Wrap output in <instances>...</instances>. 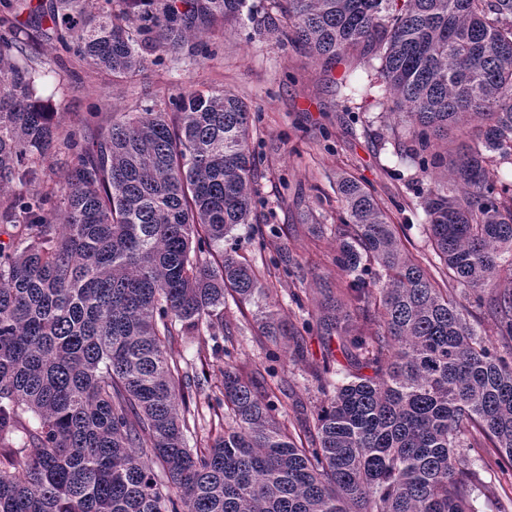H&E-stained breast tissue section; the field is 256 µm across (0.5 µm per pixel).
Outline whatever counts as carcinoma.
I'll return each mask as SVG.
<instances>
[{"label": "carcinoma", "mask_w": 512, "mask_h": 512, "mask_svg": "<svg viewBox=\"0 0 512 512\" xmlns=\"http://www.w3.org/2000/svg\"><path fill=\"white\" fill-rule=\"evenodd\" d=\"M0 0V512H478L460 453L512 463V0H273L267 25L327 66L377 58L382 118L439 263L409 258L352 176L336 191V265L352 311L320 317L358 369L317 413L314 446L279 419L259 370L228 360L208 447L187 434L206 369L168 343L224 326L225 295L263 291L221 250L253 223L250 109L226 90L66 122L41 91L47 41L125 82L242 19L246 0ZM27 19H22V16ZM471 144L448 158V131ZM447 284L475 297L477 333ZM262 334L290 335L269 315ZM369 369L366 375L361 370ZM162 466L156 473L154 464Z\"/></svg>", "instance_id": "1"}]
</instances>
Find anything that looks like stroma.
Segmentation results:
<instances>
[{"instance_id":"1","label":"stroma","mask_w":512,"mask_h":512,"mask_svg":"<svg viewBox=\"0 0 512 512\" xmlns=\"http://www.w3.org/2000/svg\"><path fill=\"white\" fill-rule=\"evenodd\" d=\"M247 5L252 18L214 37L206 54L148 63L134 80L120 85L80 61L57 64L54 46L41 44L47 69L44 94L68 117L99 101L112 111L131 112L143 94L161 100L178 85L227 89L248 103L254 116L250 147L260 172L257 221L232 230L224 248L253 264L264 294L245 305L226 299L224 318L233 326L232 342L207 331L175 341L171 353L182 367L206 368L215 386L225 359L262 367L267 351H276V374L260 383L282 386L288 423L301 426L307 439L316 432L315 413L325 399L323 381L336 383L353 371L341 337L311 323L325 305L340 298L344 279L334 261L335 226L343 210L336 179L350 175L374 191L404 246L419 260L433 256L425 215L416 204L428 184L413 171L397 170L394 143L378 118L380 110L358 92L367 82L362 68L349 72L312 61L267 29L271 0H247ZM282 256L300 264L296 277L281 276L273 268V260ZM270 312L291 323L295 335L275 341L263 336L261 322ZM464 455L480 478V498L512 512V476L502 473L497 452L468 448Z\"/></svg>"}]
</instances>
